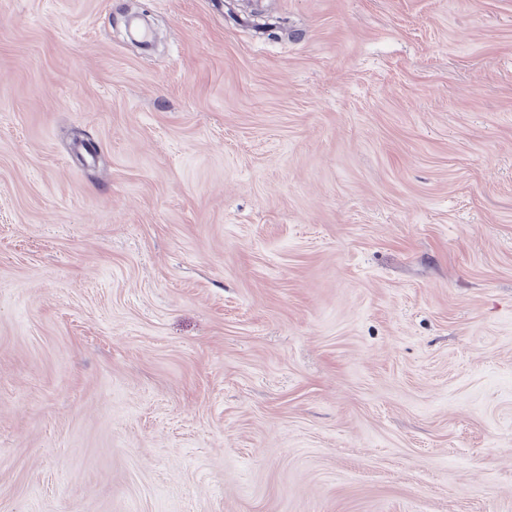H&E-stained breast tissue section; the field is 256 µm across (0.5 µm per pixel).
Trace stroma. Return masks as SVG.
I'll return each instance as SVG.
<instances>
[{
  "mask_svg": "<svg viewBox=\"0 0 512 512\" xmlns=\"http://www.w3.org/2000/svg\"><path fill=\"white\" fill-rule=\"evenodd\" d=\"M0 512H512V0H0Z\"/></svg>",
  "mask_w": 512,
  "mask_h": 512,
  "instance_id": "obj_1",
  "label": "stroma"
}]
</instances>
